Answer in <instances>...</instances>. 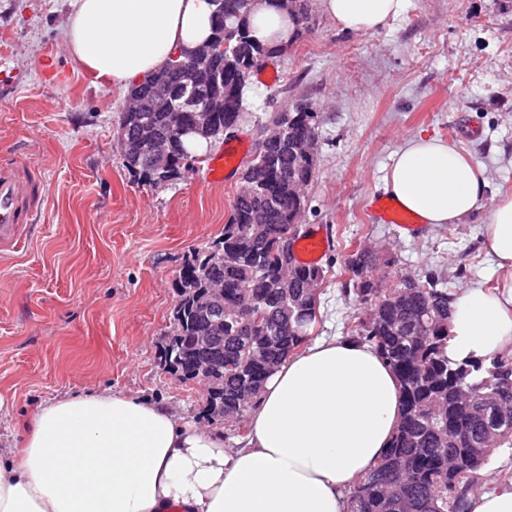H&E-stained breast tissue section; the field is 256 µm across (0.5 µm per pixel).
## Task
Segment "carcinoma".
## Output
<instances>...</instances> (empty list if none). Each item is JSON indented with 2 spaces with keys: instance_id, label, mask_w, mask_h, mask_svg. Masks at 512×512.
<instances>
[{
  "instance_id": "1",
  "label": "carcinoma",
  "mask_w": 512,
  "mask_h": 512,
  "mask_svg": "<svg viewBox=\"0 0 512 512\" xmlns=\"http://www.w3.org/2000/svg\"><path fill=\"white\" fill-rule=\"evenodd\" d=\"M250 8L244 0H224L213 39L224 53L212 63L207 92L224 98L229 109L198 132L180 134L173 111L184 112L190 87L178 58L154 77L132 88L141 110L123 111L119 145L125 166L153 187L171 185L190 170L195 146L211 144L244 122L250 111L251 77L276 49L251 38ZM298 30L313 25L310 0H295ZM315 105L275 113L284 132L264 137L242 170V187L231 206L224 233L184 265L175 288L172 330L163 353L172 375L195 380L185 349L194 336L214 337L222 373L211 380L208 413L224 407V420L240 423L256 404L265 382L287 357L310 341L320 315L323 267L296 262L292 246L304 233L307 198L288 194V181L309 186L316 157L295 153L297 140L318 134ZM168 144V156L155 160L143 150V124ZM382 259L357 248L347 259L342 291L354 295L349 339L374 348L399 378L403 412L381 465L347 493L346 512H470L469 497L493 453L512 448V420L498 421V408H512V352L489 358L448 357V324L454 301L447 282L434 270L411 283H388L373 275ZM224 286L221 314L212 313L211 285Z\"/></svg>"
}]
</instances>
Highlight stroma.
Returning <instances> with one entry per match:
<instances>
[{
	"mask_svg": "<svg viewBox=\"0 0 512 512\" xmlns=\"http://www.w3.org/2000/svg\"><path fill=\"white\" fill-rule=\"evenodd\" d=\"M75 0H0V155L41 168L46 200L17 252L0 260V448L50 399L109 388L169 404L203 427H237L204 413L198 383L162 365L189 254L224 232L239 178L206 185L216 142L175 184L128 171L118 145L129 88L84 72L65 47ZM314 26L270 57L272 82L253 79L252 115L238 129L256 147L273 112L315 103L317 172L304 221L323 225L321 318L314 338L347 336L356 309L343 295L357 247H385L399 273L440 272L451 291L497 285L483 221L512 192V0H407L372 33ZM433 136L468 151L490 186L457 224L409 233L377 224L391 159L408 139Z\"/></svg>",
	"mask_w": 512,
	"mask_h": 512,
	"instance_id": "35a3bbf8",
	"label": "stroma"
}]
</instances>
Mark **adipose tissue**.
<instances>
[{
  "label": "adipose tissue",
  "mask_w": 512,
  "mask_h": 512,
  "mask_svg": "<svg viewBox=\"0 0 512 512\" xmlns=\"http://www.w3.org/2000/svg\"><path fill=\"white\" fill-rule=\"evenodd\" d=\"M406 0H319L344 32H373ZM210 0H76L66 33L86 72L128 86L163 69L212 33ZM251 36L283 46L296 24L256 0ZM484 169L439 138L396 151L384 190L423 224H455L477 210ZM507 273L494 289L459 290L448 355L485 358L512 347V195L484 223ZM392 368L368 345L317 340L267 380L248 416L250 437L227 447L224 432L176 409L108 389L44 402L22 438V460L0 448V512H345L346 495L382 460L400 421Z\"/></svg>",
  "instance_id": "ef3b65f1"
}]
</instances>
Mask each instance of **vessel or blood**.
I'll list each match as a JSON object with an SVG mask.
<instances>
[{
	"instance_id": "1",
	"label": "vessel or blood",
	"mask_w": 512,
	"mask_h": 512,
	"mask_svg": "<svg viewBox=\"0 0 512 512\" xmlns=\"http://www.w3.org/2000/svg\"><path fill=\"white\" fill-rule=\"evenodd\" d=\"M44 174L34 164L18 159H0V249L13 246L20 238L23 227L35 223L44 204ZM371 215L380 224H395L416 232L411 217L405 215L384 196L370 201ZM299 262H318L329 247V236L323 226L311 225L300 240Z\"/></svg>"
}]
</instances>
